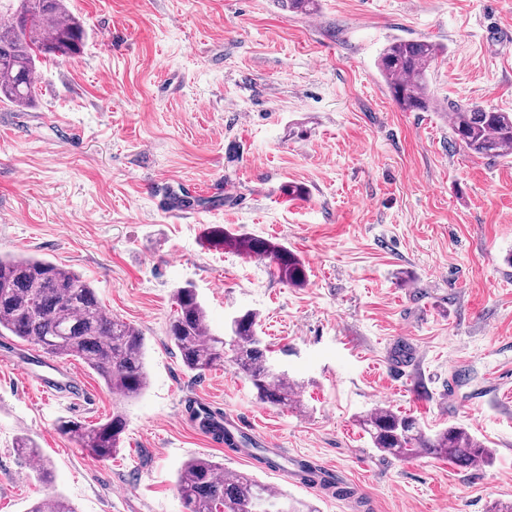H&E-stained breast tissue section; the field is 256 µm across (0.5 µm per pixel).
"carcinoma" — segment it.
<instances>
[{"label":"carcinoma","instance_id":"obj_1","mask_svg":"<svg viewBox=\"0 0 512 512\" xmlns=\"http://www.w3.org/2000/svg\"><path fill=\"white\" fill-rule=\"evenodd\" d=\"M11 7L0 0V100L25 106L36 96L34 76L39 59L72 58L81 51L84 28L71 14L65 0H17ZM443 52L424 40L396 39L380 54L376 66L393 99L404 112H427L434 107L428 91V72ZM451 129L464 149L487 157L512 152V113L477 104L451 106ZM224 245L250 256L269 259L278 279L300 286L306 278L302 262L288 249L267 239L224 234ZM177 309L170 318L167 335L178 350L183 365L203 371L224 361L230 347V362L256 390L257 398L272 406L298 403L299 385L276 371L271 349L257 331L258 314L252 310L232 329L230 343L213 334L206 311L195 289L182 287L175 294ZM10 333L39 346L52 357H78L124 398L139 396L148 386L144 362V339L125 321L107 315L91 283L74 271L33 256L0 255V335ZM202 430L224 438L227 447L276 467L246 435L234 437L224 416L206 407L192 410ZM362 429L379 451L403 458L425 452L445 457L467 468L476 462L488 464L494 452L466 429L451 426L435 433L419 421L389 408H378L362 417ZM127 420L116 411L88 426L77 419H61L58 431L76 441L92 458L105 461L119 451ZM18 450L36 461V477L48 482L52 470L37 447L27 438ZM178 487L187 512H318L301 502H292L281 491L234 473L224 477V467L211 459L195 458L184 464ZM29 512H75L61 498L34 503Z\"/></svg>","mask_w":512,"mask_h":512}]
</instances>
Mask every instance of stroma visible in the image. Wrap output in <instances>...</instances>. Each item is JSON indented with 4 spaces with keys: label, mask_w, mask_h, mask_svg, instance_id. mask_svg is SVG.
I'll return each mask as SVG.
<instances>
[{
    "label": "stroma",
    "mask_w": 512,
    "mask_h": 512,
    "mask_svg": "<svg viewBox=\"0 0 512 512\" xmlns=\"http://www.w3.org/2000/svg\"><path fill=\"white\" fill-rule=\"evenodd\" d=\"M81 53L46 60L33 104L0 102V254L35 255L94 286L145 342L150 383L134 400L81 360L88 397H44L0 359V512L59 497L77 512H186L181 467L205 457L317 512H493L512 502V155L454 145L451 103L512 112V0H68ZM395 38L444 46L429 93L405 112L375 62ZM57 114L82 136L61 134ZM301 196L293 197L289 187ZM193 188L189 217L161 198ZM284 244L304 287L224 233ZM192 285L211 332L252 310L298 405L261 403L231 362L188 370L167 337ZM245 418L289 461L334 467L343 496L237 460L189 403ZM385 406L439 431L460 426L495 453L460 468L373 448L359 419ZM121 410L119 454L89 457L59 434ZM30 437L51 483L15 442Z\"/></svg>",
    "instance_id": "obj_1"
}]
</instances>
